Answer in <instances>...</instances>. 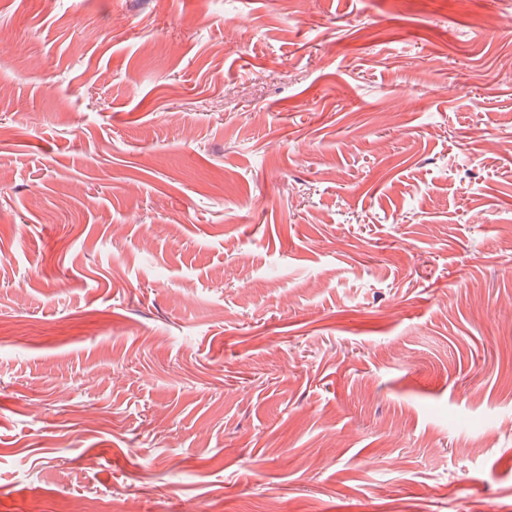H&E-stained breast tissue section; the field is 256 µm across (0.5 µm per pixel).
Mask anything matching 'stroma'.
<instances>
[{"label": "stroma", "instance_id": "stroma-1", "mask_svg": "<svg viewBox=\"0 0 512 512\" xmlns=\"http://www.w3.org/2000/svg\"><path fill=\"white\" fill-rule=\"evenodd\" d=\"M512 0H0V512H512Z\"/></svg>", "mask_w": 512, "mask_h": 512}]
</instances>
